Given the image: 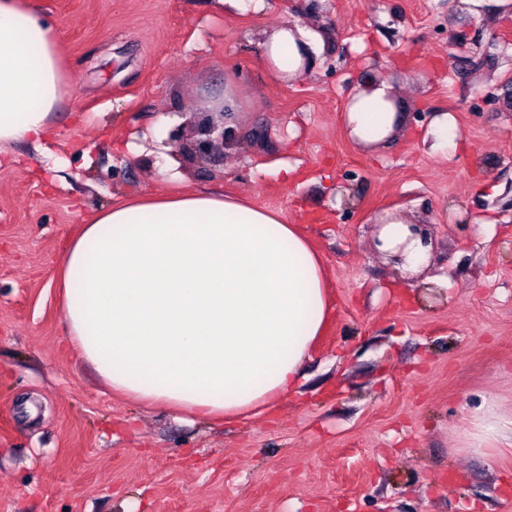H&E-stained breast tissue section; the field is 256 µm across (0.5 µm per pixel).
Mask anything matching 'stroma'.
<instances>
[{
  "label": "stroma",
  "instance_id": "1",
  "mask_svg": "<svg viewBox=\"0 0 512 512\" xmlns=\"http://www.w3.org/2000/svg\"><path fill=\"white\" fill-rule=\"evenodd\" d=\"M61 34L68 93L48 152L0 167V512H512V449L463 445L486 392L512 414V10L465 0H34ZM315 23L300 79L264 35ZM403 126L375 154L340 116L366 78ZM238 91L219 159L170 138ZM455 130L427 139L436 116ZM262 136H255V129ZM219 188L293 224L322 257L335 312L297 393L265 414L193 422L118 397L70 348L54 286L100 209ZM431 225L422 278L377 253L371 219Z\"/></svg>",
  "mask_w": 512,
  "mask_h": 512
}]
</instances>
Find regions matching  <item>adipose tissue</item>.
Wrapping results in <instances>:
<instances>
[{
  "label": "adipose tissue",
  "mask_w": 512,
  "mask_h": 512,
  "mask_svg": "<svg viewBox=\"0 0 512 512\" xmlns=\"http://www.w3.org/2000/svg\"><path fill=\"white\" fill-rule=\"evenodd\" d=\"M316 31L283 23L264 41L277 78L301 77ZM67 92L57 28L33 0H0V155L42 146ZM342 124L359 148L387 146L401 127L392 86L350 94ZM379 251L420 273L430 247L397 210L372 218ZM68 343L116 394L211 421L260 414L295 391L300 366L333 313L323 260L296 225L217 189L145 193L97 211L59 266ZM464 447L496 459L512 416L487 396Z\"/></svg>",
  "instance_id": "ef3b65f1"
}]
</instances>
